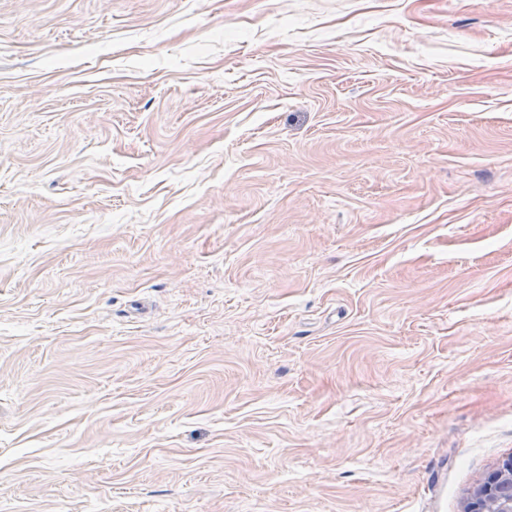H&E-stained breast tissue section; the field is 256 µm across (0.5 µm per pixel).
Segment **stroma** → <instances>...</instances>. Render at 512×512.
Wrapping results in <instances>:
<instances>
[{"label":"stroma","mask_w":512,"mask_h":512,"mask_svg":"<svg viewBox=\"0 0 512 512\" xmlns=\"http://www.w3.org/2000/svg\"><path fill=\"white\" fill-rule=\"evenodd\" d=\"M512 455V0H0V512H462Z\"/></svg>","instance_id":"35a3bbf8"}]
</instances>
